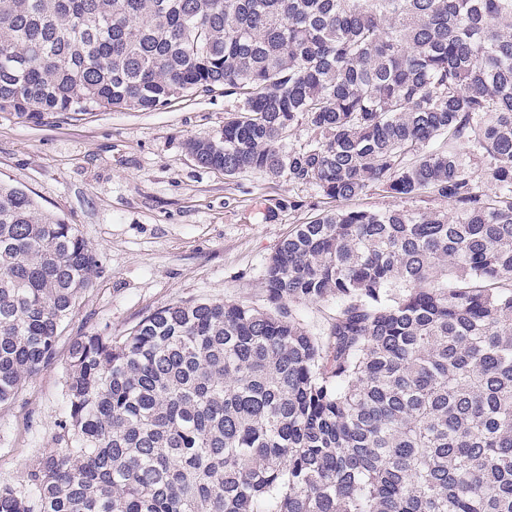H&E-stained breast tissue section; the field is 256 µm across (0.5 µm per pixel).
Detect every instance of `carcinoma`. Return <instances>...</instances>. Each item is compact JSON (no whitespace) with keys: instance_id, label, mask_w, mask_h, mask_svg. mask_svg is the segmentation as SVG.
Listing matches in <instances>:
<instances>
[{"instance_id":"1","label":"carcinoma","mask_w":512,"mask_h":512,"mask_svg":"<svg viewBox=\"0 0 512 512\" xmlns=\"http://www.w3.org/2000/svg\"><path fill=\"white\" fill-rule=\"evenodd\" d=\"M221 87L236 108L187 143L197 163L336 208L280 242L265 308L180 303L76 337L69 444L0 484V512H512V0H0V112ZM372 189L450 211L349 206ZM96 267L0 181V406ZM327 298L316 334L299 309Z\"/></svg>"}]
</instances>
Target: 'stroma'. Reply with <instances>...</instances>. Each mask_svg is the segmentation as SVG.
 <instances>
[{
    "instance_id": "stroma-1",
    "label": "stroma",
    "mask_w": 512,
    "mask_h": 512,
    "mask_svg": "<svg viewBox=\"0 0 512 512\" xmlns=\"http://www.w3.org/2000/svg\"><path fill=\"white\" fill-rule=\"evenodd\" d=\"M227 106L218 89L151 112L57 115L41 124L0 113V178L75 225L99 264L63 326L54 360L0 407V484L24 486L41 449L66 446L59 424L74 337L124 335L170 304L264 305L270 256L294 225L317 215L286 203L315 192L260 172L228 177L198 165L185 143L221 131ZM352 205L448 208L376 189Z\"/></svg>"
}]
</instances>
